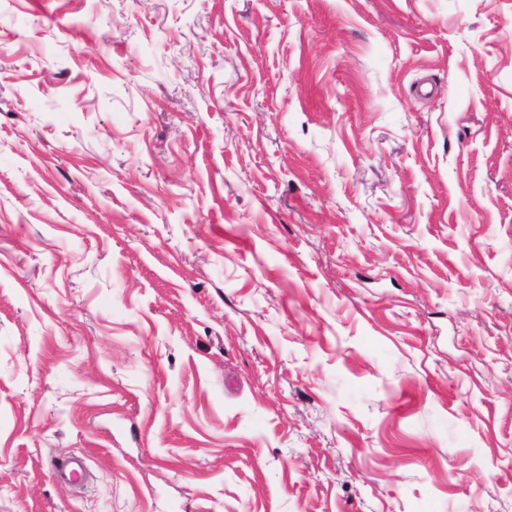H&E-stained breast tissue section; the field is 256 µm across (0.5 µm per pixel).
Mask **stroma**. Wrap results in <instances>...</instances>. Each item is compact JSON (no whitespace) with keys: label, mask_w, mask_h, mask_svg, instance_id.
I'll list each match as a JSON object with an SVG mask.
<instances>
[{"label":"stroma","mask_w":512,"mask_h":512,"mask_svg":"<svg viewBox=\"0 0 512 512\" xmlns=\"http://www.w3.org/2000/svg\"><path fill=\"white\" fill-rule=\"evenodd\" d=\"M0 512H512V0H0ZM50 464L52 467V473L60 481L80 483L84 479V465L82 460L77 457L52 460Z\"/></svg>","instance_id":"1"}]
</instances>
